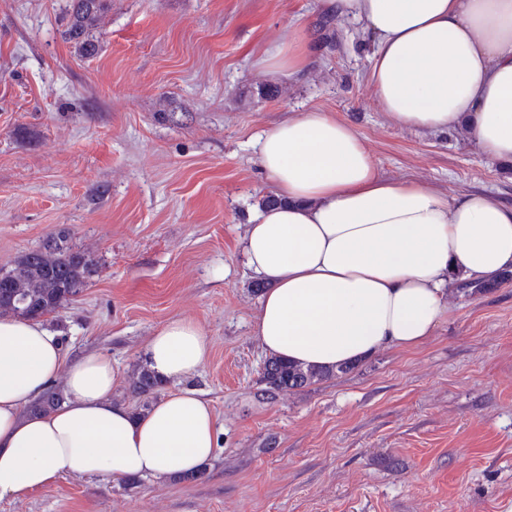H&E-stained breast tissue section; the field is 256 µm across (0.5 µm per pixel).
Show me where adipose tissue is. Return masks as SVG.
<instances>
[{
  "mask_svg": "<svg viewBox=\"0 0 512 512\" xmlns=\"http://www.w3.org/2000/svg\"><path fill=\"white\" fill-rule=\"evenodd\" d=\"M328 3L371 41V92L397 124L461 127L487 158L512 161V0ZM258 145L275 202L254 212L242 252L268 284L254 322L268 356L332 368L419 347L449 318V288L512 269V205L387 179L355 129L330 113L294 114ZM209 352L186 318L151 336L144 360L175 389L135 417L112 399L121 373L111 357L67 360L42 323L1 317L0 500L73 474L160 480L208 462L216 419L180 384ZM55 384L61 407L31 414Z\"/></svg>",
  "mask_w": 512,
  "mask_h": 512,
  "instance_id": "1",
  "label": "adipose tissue"
}]
</instances>
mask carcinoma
I'll list each match as a JSON object with an SVG mask.
<instances>
[{
    "label": "carcinoma",
    "mask_w": 512,
    "mask_h": 512,
    "mask_svg": "<svg viewBox=\"0 0 512 512\" xmlns=\"http://www.w3.org/2000/svg\"><path fill=\"white\" fill-rule=\"evenodd\" d=\"M106 0H68L64 33L86 56L97 51L93 31L101 27ZM93 258L82 251H75L65 237L48 239L41 247L20 255L0 279V315L23 319H39L63 308L85 287L95 273ZM350 370L345 364L335 369L303 367L277 358L265 361L261 373L263 392L270 398L276 395L307 388L338 373ZM163 387L156 376L145 366L139 368L131 379L132 393L141 398L138 409L149 407L150 399ZM62 401L54 390L46 392L32 406V410L51 412Z\"/></svg>",
    "instance_id": "1"
}]
</instances>
